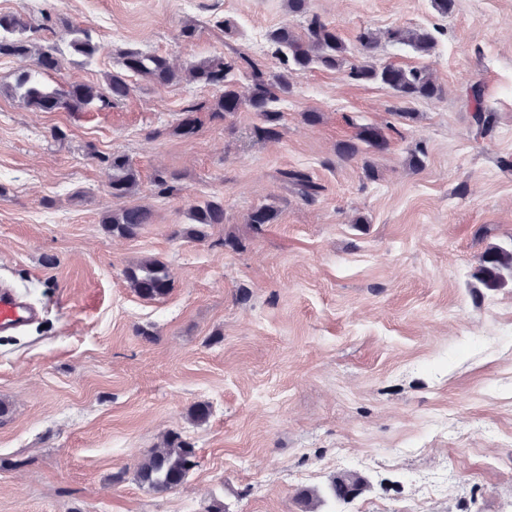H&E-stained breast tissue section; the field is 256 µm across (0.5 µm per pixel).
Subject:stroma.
<instances>
[{
  "mask_svg": "<svg viewBox=\"0 0 512 512\" xmlns=\"http://www.w3.org/2000/svg\"><path fill=\"white\" fill-rule=\"evenodd\" d=\"M308 5L351 47L364 30L430 31L431 55L384 41L374 61L428 68L443 95L405 119L391 88L316 69L276 103L278 140L253 138L246 108L199 113L185 140L173 133L183 110L218 89L138 78L117 105L36 112L5 91L28 60L0 56V283L43 308L0 332V512H301L304 489L319 491L320 512H512V282L473 277L488 247L512 243V0H456L445 16L431 0ZM0 13L30 17L61 51L51 88L104 82L130 48L179 68L238 53L276 75L268 31L302 25L287 0H0ZM72 24L100 44L92 60L71 54ZM478 107L495 120L483 138ZM362 124L388 149L341 158ZM113 153L139 171L133 201L153 211L133 238L101 223L125 205L108 187ZM286 169L321 185L315 201L284 187ZM159 172L180 173V192H160ZM214 197L224 224L202 241L176 236ZM266 204L278 220L258 233L246 218ZM228 231L238 249L221 247ZM146 256L172 277L163 298L124 282ZM200 402L211 415L197 425ZM170 431L197 465L155 494L136 465ZM345 471L366 481L348 503L330 493Z\"/></svg>",
  "mask_w": 512,
  "mask_h": 512,
  "instance_id": "stroma-1",
  "label": "stroma"
}]
</instances>
